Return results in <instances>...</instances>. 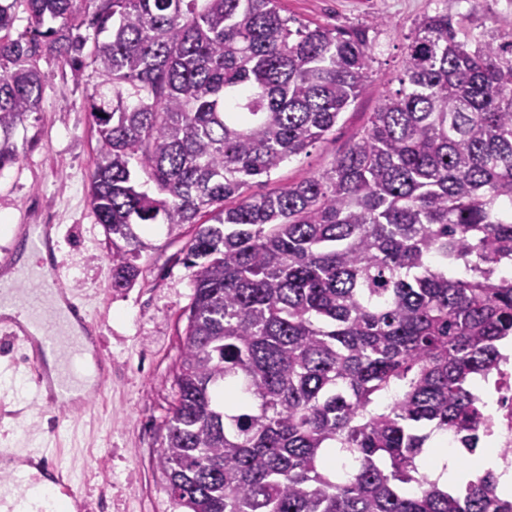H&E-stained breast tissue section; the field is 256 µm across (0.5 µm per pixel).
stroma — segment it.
<instances>
[{
	"instance_id": "35a3bbf8",
	"label": "stroma",
	"mask_w": 512,
	"mask_h": 512,
	"mask_svg": "<svg viewBox=\"0 0 512 512\" xmlns=\"http://www.w3.org/2000/svg\"><path fill=\"white\" fill-rule=\"evenodd\" d=\"M281 6L305 24L363 31L374 76L323 140L272 174V189L329 169L356 139L425 15L439 8L469 11L486 26L512 15V0H281ZM36 60L44 83L41 109L15 132L19 163L0 171V251L16 249L19 225L52 217L66 282L110 356L103 367L105 396L71 414L75 436L63 462L83 493L75 512H184L170 495L158 453L175 404L184 312L193 293L181 250L194 228L137 227L140 274L132 287H113L112 245L88 198L98 159L88 100L111 89L93 69L73 74L45 48H38ZM29 372L25 348L9 343L0 327V447L31 456L47 445L53 418L41 413Z\"/></svg>"
}]
</instances>
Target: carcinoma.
<instances>
[{"label": "carcinoma", "mask_w": 512, "mask_h": 512, "mask_svg": "<svg viewBox=\"0 0 512 512\" xmlns=\"http://www.w3.org/2000/svg\"><path fill=\"white\" fill-rule=\"evenodd\" d=\"M16 2L0 0V171L43 93L38 43L8 34ZM23 2L74 73L112 86L88 103L112 287L139 275L134 225H197L158 454L176 503L512 512L483 480L460 493L418 466L433 433L477 428L473 378L512 337V17L425 16L386 80L398 88L332 166L257 196L251 180L323 139L372 81L363 33L294 28L279 0Z\"/></svg>", "instance_id": "cac0c4a2"}]
</instances>
